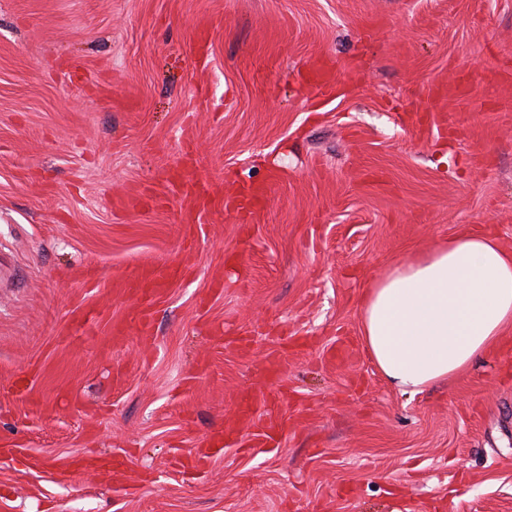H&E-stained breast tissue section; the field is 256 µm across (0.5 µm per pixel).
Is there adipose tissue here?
<instances>
[{"label": "adipose tissue", "instance_id": "1", "mask_svg": "<svg viewBox=\"0 0 512 512\" xmlns=\"http://www.w3.org/2000/svg\"><path fill=\"white\" fill-rule=\"evenodd\" d=\"M361 324L376 367L401 392L448 381L512 328V252L469 230L398 259L368 291Z\"/></svg>", "mask_w": 512, "mask_h": 512}]
</instances>
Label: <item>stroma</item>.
<instances>
[{
  "label": "stroma",
  "mask_w": 512,
  "mask_h": 512,
  "mask_svg": "<svg viewBox=\"0 0 512 512\" xmlns=\"http://www.w3.org/2000/svg\"><path fill=\"white\" fill-rule=\"evenodd\" d=\"M187 166L268 204L180 222ZM472 227L512 250V0H0V512H512V332L409 396L360 326ZM170 260L114 342L115 283ZM308 84L311 87V98L322 99L331 96L335 91V79L325 70L319 60L311 62L306 68ZM267 187L264 183L241 184L236 188L230 207L243 223H251L261 211L266 200ZM163 283L154 270H146L142 275L141 289L132 288L128 282L119 284V291H127L136 296L141 292L137 299V305L132 309L130 316L144 332H150L153 313L158 304L164 299ZM126 288V289H124Z\"/></svg>",
  "instance_id": "obj_1"
}]
</instances>
